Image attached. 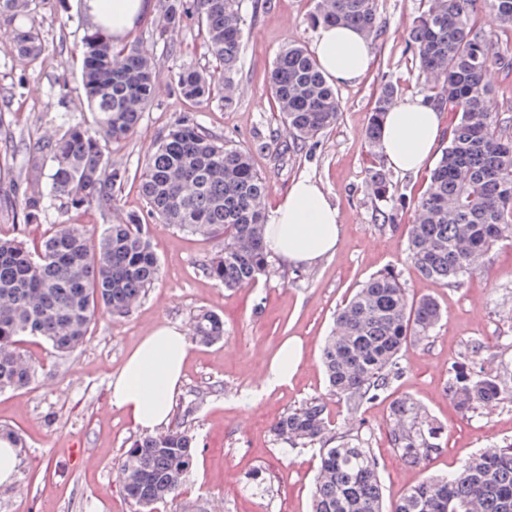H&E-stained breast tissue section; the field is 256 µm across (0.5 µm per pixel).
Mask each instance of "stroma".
<instances>
[{
    "label": "stroma",
    "instance_id": "1",
    "mask_svg": "<svg viewBox=\"0 0 512 512\" xmlns=\"http://www.w3.org/2000/svg\"><path fill=\"white\" fill-rule=\"evenodd\" d=\"M244 50L232 74L231 100L199 103L179 93L176 76L184 64L212 68L204 37L190 20L170 27L164 40L153 30L161 12L149 17L131 38L153 60L157 82L151 106L127 142L113 146L112 160L128 179L118 194L119 213L145 214L138 188L148 151L175 123L187 119L249 152L266 178L267 209H274L294 180L317 181L338 212L342 235L335 254L311 268L272 262L267 277L251 287L227 288L209 277L204 264L214 241L167 224L148 227L161 276L126 317L105 313L93 320L86 342L67 356L40 340L26 348L38 374L25 390L0 394V425L23 433L26 447L14 483L0 487V512H136L121 493V455L139 431L109 402V384L138 340L168 324L193 334L195 314L214 311L224 318V339L192 343L174 413L195 404L192 426L198 441L194 466L179 497L157 512H311V489L319 463L314 448L284 449L272 434L274 421L311 398H320L333 432L353 430L378 460L385 502L397 501L426 477L454 472L468 457L512 442V402L457 414L444 392L452 364L479 346V367L497 374L512 368V243L502 242L460 284L444 286L422 277L406 251V231L421 197L428 170L389 171L366 129L381 85H398L400 96L419 94L427 82L407 47V33L423 0H377L380 35L372 65L359 82L337 86L340 116L322 136L292 142L285 133L268 83L269 70L288 43L311 46L309 22L315 0H240ZM472 17L494 37L490 111L512 134V33L499 28L486 0H474ZM39 25L45 51L37 61L11 55L0 27V237L38 242L54 224H78L94 233L114 215L66 208L49 198L42 223L22 224L18 202L26 186L27 156L52 131L60 116L91 124L80 86V62L73 48L85 23L78 0H43L31 18ZM388 170L390 188L379 198L368 190L370 176ZM397 210L396 225L381 212ZM398 273L410 298H435L445 317L429 341L408 344L404 376L380 398L350 413L329 395L321 349L340 305L372 274ZM304 344L296 376L267 389L265 376L285 339ZM410 397L445 426L442 448L413 468L390 446L389 406Z\"/></svg>",
    "mask_w": 512,
    "mask_h": 512
}]
</instances>
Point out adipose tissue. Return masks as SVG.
I'll use <instances>...</instances> for the list:
<instances>
[{"mask_svg": "<svg viewBox=\"0 0 512 512\" xmlns=\"http://www.w3.org/2000/svg\"><path fill=\"white\" fill-rule=\"evenodd\" d=\"M87 13L112 35L128 39L151 8L150 0H85ZM313 55L330 83L359 82L371 61V44L346 25L318 28ZM442 114L420 95H410L387 112L380 149L388 165L402 173L420 172L438 152ZM265 247L288 264L311 267L332 256L342 226L323 188L308 177L297 179L270 213ZM191 344L172 325L157 326L128 355L110 383V402L140 430L151 432L169 423Z\"/></svg>", "mask_w": 512, "mask_h": 512, "instance_id": "1", "label": "adipose tissue"}]
</instances>
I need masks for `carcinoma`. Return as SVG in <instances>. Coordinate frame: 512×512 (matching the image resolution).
<instances>
[{
  "instance_id": "cac0c4a2",
  "label": "carcinoma",
  "mask_w": 512,
  "mask_h": 512,
  "mask_svg": "<svg viewBox=\"0 0 512 512\" xmlns=\"http://www.w3.org/2000/svg\"><path fill=\"white\" fill-rule=\"evenodd\" d=\"M487 4L499 26L512 32V0ZM163 8L156 36L164 38L170 24L194 20L216 61L208 71L188 64L178 72L183 97L200 102L223 92L243 48L239 0H165ZM35 9L36 0H0V16L7 21ZM310 23L350 25L373 39L376 0H316ZM492 38L472 19L471 0H424L409 33L413 59L430 77L425 98L435 108L458 113L407 237L414 267L446 286L477 270L493 246L512 241V136L486 108ZM6 49L39 59L45 50L41 28L13 29ZM75 51L94 126L64 118L29 158L30 177L19 204L25 224L42 223L51 196L64 197L76 210H116V188L126 171L112 164V145L132 138L152 103L156 71L134 45L113 43L95 24L86 27ZM269 82L288 135L305 141L336 125V89L305 47H286ZM397 95L390 83L379 89L368 126L370 144L378 145L381 122ZM139 188L146 215L122 216L105 225L96 240L77 224H54L30 247L0 238V393L24 389L35 378L27 338L42 339L66 356L83 345L96 314L122 318L141 303L160 274L145 229L149 219L218 241L220 249L205 271L226 288L254 285L269 273L264 248L269 184L245 150L181 121L148 152ZM443 316L434 299H411L393 271L371 276L338 309L337 329L322 349L329 392L358 412L402 377V349L411 339L429 340ZM194 330L204 345L224 339V321L211 311L195 316ZM479 350L473 347L454 363L446 383L448 399L463 415L512 401V374L476 367ZM193 414L194 407L186 406L173 427L139 436L124 451L122 492L139 512L178 497L196 454ZM389 422L390 444L411 467L422 466L442 448L443 425L409 397L393 402ZM273 432L289 448H320L312 512H512V443L466 459L450 475L423 479L386 509L371 449L357 435H330L319 399L284 413Z\"/></svg>"
}]
</instances>
